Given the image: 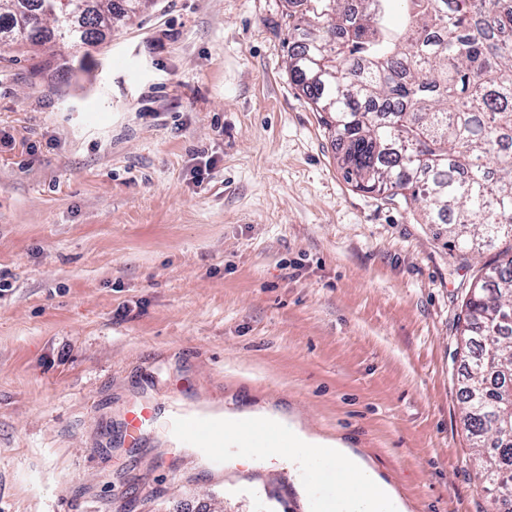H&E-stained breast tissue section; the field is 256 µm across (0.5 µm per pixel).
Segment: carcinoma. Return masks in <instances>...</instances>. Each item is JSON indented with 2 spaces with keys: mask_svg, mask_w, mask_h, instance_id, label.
Listing matches in <instances>:
<instances>
[{
  "mask_svg": "<svg viewBox=\"0 0 512 512\" xmlns=\"http://www.w3.org/2000/svg\"><path fill=\"white\" fill-rule=\"evenodd\" d=\"M48 19L63 0H27ZM132 19L141 0H100ZM294 82L342 145L346 182L416 203L448 226L450 246L473 252L512 238V0H399L406 28L389 25L393 0H285ZM28 44L0 6V32ZM467 384L463 423L479 476L512 512V432L497 427L512 389V256L476 276L462 305Z\"/></svg>",
  "mask_w": 512,
  "mask_h": 512,
  "instance_id": "1",
  "label": "carcinoma"
}]
</instances>
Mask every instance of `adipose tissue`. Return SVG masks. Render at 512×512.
Here are the masks:
<instances>
[{
  "mask_svg": "<svg viewBox=\"0 0 512 512\" xmlns=\"http://www.w3.org/2000/svg\"><path fill=\"white\" fill-rule=\"evenodd\" d=\"M288 458L299 465L318 468L329 463L323 482L334 485L337 493L323 505L324 512H397L394 501L370 472L356 468L337 455L335 448L293 435Z\"/></svg>",
  "mask_w": 512,
  "mask_h": 512,
  "instance_id": "obj_1",
  "label": "adipose tissue"
}]
</instances>
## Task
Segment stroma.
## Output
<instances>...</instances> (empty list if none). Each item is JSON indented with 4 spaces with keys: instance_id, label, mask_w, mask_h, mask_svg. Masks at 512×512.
I'll list each match as a JSON object with an SVG mask.
<instances>
[{
    "instance_id": "stroma-1",
    "label": "stroma",
    "mask_w": 512,
    "mask_h": 512,
    "mask_svg": "<svg viewBox=\"0 0 512 512\" xmlns=\"http://www.w3.org/2000/svg\"><path fill=\"white\" fill-rule=\"evenodd\" d=\"M286 12L149 0L74 66L0 60V512H319L283 452L176 442L202 407L341 445L405 512H496L456 341L500 249L344 180Z\"/></svg>"
}]
</instances>
